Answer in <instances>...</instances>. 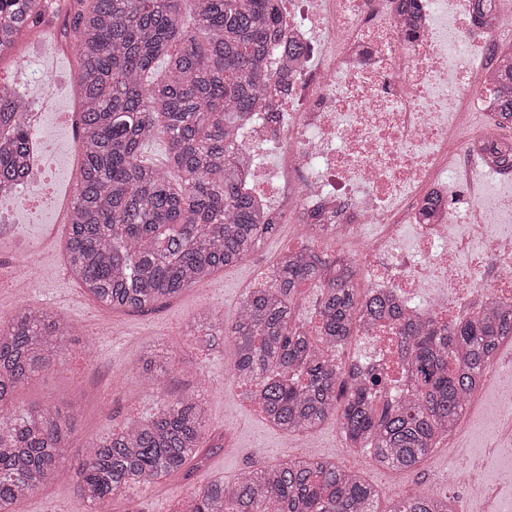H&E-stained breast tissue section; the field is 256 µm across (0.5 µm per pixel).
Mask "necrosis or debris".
Here are the masks:
<instances>
[{"instance_id": "obj_1", "label": "necrosis or debris", "mask_w": 512, "mask_h": 512, "mask_svg": "<svg viewBox=\"0 0 512 512\" xmlns=\"http://www.w3.org/2000/svg\"><path fill=\"white\" fill-rule=\"evenodd\" d=\"M401 3L280 0L302 53L268 57L288 91L242 123L240 150L263 220L327 222L365 290L453 324L512 301V168L484 151L501 122L493 92L512 19L476 15L472 0H417L408 15ZM47 152L35 142L15 223L48 199ZM364 346L398 388L395 336L374 330Z\"/></svg>"}]
</instances>
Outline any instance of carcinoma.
<instances>
[{
	"instance_id": "carcinoma-1",
	"label": "carcinoma",
	"mask_w": 512,
	"mask_h": 512,
	"mask_svg": "<svg viewBox=\"0 0 512 512\" xmlns=\"http://www.w3.org/2000/svg\"><path fill=\"white\" fill-rule=\"evenodd\" d=\"M78 0L74 31L81 97L80 178L72 199L66 264L101 305L142 311L183 293L216 271L248 259L277 225L259 223L241 185L238 126L244 113L286 87L266 68L282 46L278 0ZM45 0H0V55L40 25ZM494 99L512 121V69L500 71ZM23 94L0 88V194L25 177L30 119ZM167 140L165 166L143 160ZM273 265L274 287L251 290L228 328L233 379L255 384L267 422L304 433L338 420L347 448L410 470L457 427L491 361L512 336V302H493L450 326L413 320L378 295L358 296L360 269L315 247V233ZM315 283L321 297L314 331L293 320L290 298ZM379 322L402 338L412 386L377 396L371 371L344 373L327 350ZM75 325L19 306L0 323V512H14L34 490L70 477L89 512H117L130 490L148 489L200 460L207 413L195 394L162 402L147 421L132 420L74 448L76 416L58 408L11 410L17 387L62 356ZM379 492L357 472L310 457L262 462L234 483L199 488L189 512H378ZM389 512H454L448 497L418 493Z\"/></svg>"
}]
</instances>
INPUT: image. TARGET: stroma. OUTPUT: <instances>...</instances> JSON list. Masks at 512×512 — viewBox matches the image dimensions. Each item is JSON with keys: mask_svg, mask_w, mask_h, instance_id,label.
Returning a JSON list of instances; mask_svg holds the SVG:
<instances>
[{"mask_svg": "<svg viewBox=\"0 0 512 512\" xmlns=\"http://www.w3.org/2000/svg\"><path fill=\"white\" fill-rule=\"evenodd\" d=\"M26 60L0 59V84L13 87L29 99L36 116L31 124L37 135L61 138L69 147L58 171L63 188H73L79 175L82 130L70 115L80 111V93L72 42L31 37L25 44ZM68 226L61 215L49 224L0 226V266L15 251L29 250L40 277L37 288L25 297L10 286L0 287V317L10 318L18 304L42 308L58 318L78 324L59 361L51 362L13 397L17 409L60 408L78 418L76 445L106 437L132 420L153 416L163 400L196 394L208 413L200 444L209 455L189 479L175 477L148 490L129 493L126 512H183L196 488L221 479L236 481L254 462L276 465L302 451L299 436L272 428L263 418L246 386L233 381L229 371L234 344L227 336L196 332L201 310L220 312L232 324L250 283L271 267L289 245L298 244L300 229L280 225L274 236L246 261L221 269L143 312L109 311L89 298L72 279H60L57 269L65 259ZM151 359L161 375V389L143 378V361ZM504 394L493 376H485L476 400L462 416V431L441 443L415 468L397 472L376 466L363 451L344 448L336 419L325 421L312 435L316 457L354 468L375 486L382 500L404 498L422 491L447 495L454 512H512V431L502 414ZM459 449L458 467L472 461L482 465V478L493 492L491 503L472 496L465 481L448 470L449 449ZM86 505L72 481L44 487L27 497L18 512H85Z\"/></svg>", "mask_w": 512, "mask_h": 512, "instance_id": "obj_1", "label": "stroma"}]
</instances>
